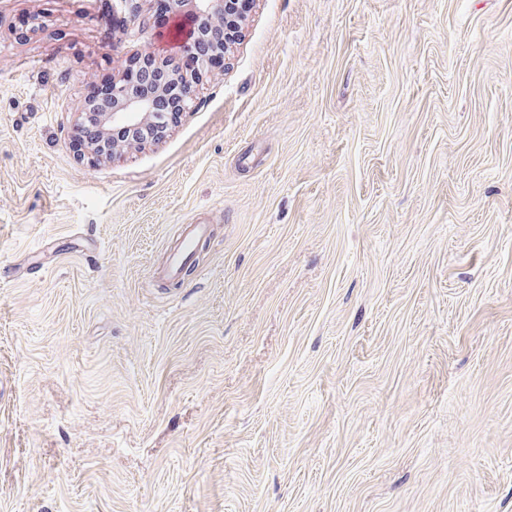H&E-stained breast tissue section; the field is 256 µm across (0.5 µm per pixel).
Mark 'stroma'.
Instances as JSON below:
<instances>
[{
	"label": "stroma",
	"mask_w": 512,
	"mask_h": 512,
	"mask_svg": "<svg viewBox=\"0 0 512 512\" xmlns=\"http://www.w3.org/2000/svg\"><path fill=\"white\" fill-rule=\"evenodd\" d=\"M159 44L0 0V512H512V0H258L165 138L82 158ZM206 236V225L188 224L187 234L180 246L171 254L166 274L177 276L181 269L193 258L195 245Z\"/></svg>",
	"instance_id": "obj_1"
}]
</instances>
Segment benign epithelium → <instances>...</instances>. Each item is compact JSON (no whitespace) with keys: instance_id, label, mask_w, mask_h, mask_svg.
Segmentation results:
<instances>
[{"instance_id":"obj_1","label":"benign epithelium","mask_w":512,"mask_h":512,"mask_svg":"<svg viewBox=\"0 0 512 512\" xmlns=\"http://www.w3.org/2000/svg\"><path fill=\"white\" fill-rule=\"evenodd\" d=\"M151 8L163 9L171 16H188L193 21L190 37L170 53L147 50L142 57L149 65L136 71L125 69L112 78L109 103L99 111L87 112L83 105L78 121L97 118L101 136L85 147L83 154L93 160L146 145L145 129H162L168 109L174 103L186 111L194 98V82L181 69L182 59L190 58L197 76L224 71L232 46L242 37V23L257 0H149Z\"/></svg>"}]
</instances>
